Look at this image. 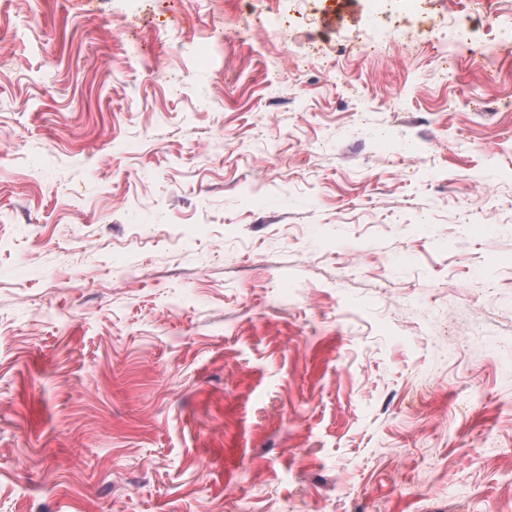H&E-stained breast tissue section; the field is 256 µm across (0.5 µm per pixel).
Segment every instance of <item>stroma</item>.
<instances>
[{"instance_id":"obj_1","label":"stroma","mask_w":512,"mask_h":512,"mask_svg":"<svg viewBox=\"0 0 512 512\" xmlns=\"http://www.w3.org/2000/svg\"><path fill=\"white\" fill-rule=\"evenodd\" d=\"M408 25L0 0V512H512V44ZM453 20L457 36L455 44L465 51L467 57L478 62L487 79L498 78L500 76L498 48L501 40L475 41L471 37L467 19L463 21L461 17H456Z\"/></svg>"}]
</instances>
